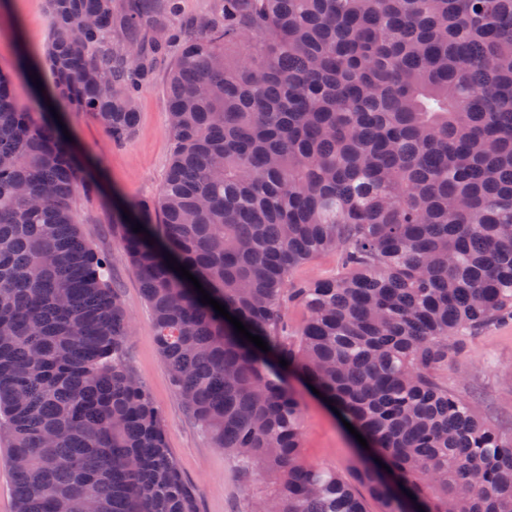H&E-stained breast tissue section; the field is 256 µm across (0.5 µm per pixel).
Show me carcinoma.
I'll return each instance as SVG.
<instances>
[{"mask_svg": "<svg viewBox=\"0 0 512 512\" xmlns=\"http://www.w3.org/2000/svg\"><path fill=\"white\" fill-rule=\"evenodd\" d=\"M49 13L56 104L114 142L133 137L145 82L179 46L164 185L113 205L112 231L185 410L243 478L269 482L248 512H368L356 483L378 512H406L364 456L349 477L304 458L289 376L353 423L414 512H512V436L437 380L512 320V0H216L186 21L179 0H49ZM81 193L99 189L58 120L21 107L0 72L15 512H198L128 363L132 319L80 231ZM326 251L336 274L292 287Z\"/></svg>", "mask_w": 512, "mask_h": 512, "instance_id": "1", "label": "carcinoma"}]
</instances>
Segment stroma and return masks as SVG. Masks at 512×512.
<instances>
[{"label": "stroma", "instance_id": "1", "mask_svg": "<svg viewBox=\"0 0 512 512\" xmlns=\"http://www.w3.org/2000/svg\"><path fill=\"white\" fill-rule=\"evenodd\" d=\"M6 3L7 14L0 20V72L11 77L19 104L39 112L43 105L22 73L9 42L12 30H19L29 57L40 64L43 85L53 87L55 78L45 62L50 29L48 0ZM169 67V61H162L142 92L140 124L127 143H113L87 113L66 112L65 120L84 171L102 188L101 194L79 198L78 215L84 234L109 258L113 284L133 320L128 342L130 364L164 418L167 447L183 480L196 493L199 512H241L247 500L267 494L268 482L257 473L240 478L232 462L210 447L184 409L158 352L137 275L112 235L114 199L153 198L164 184L173 152L167 127ZM439 380L449 393L470 403L501 433L512 434V321L490 327L471 339L466 355L449 366ZM300 395L306 459L347 472L357 454L356 438L319 396L305 389Z\"/></svg>", "mask_w": 512, "mask_h": 512}]
</instances>
